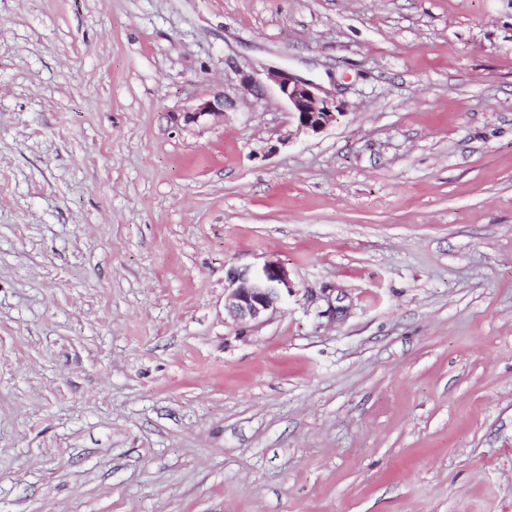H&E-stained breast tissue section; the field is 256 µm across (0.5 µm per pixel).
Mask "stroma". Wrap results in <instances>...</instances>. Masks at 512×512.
<instances>
[{
    "mask_svg": "<svg viewBox=\"0 0 512 512\" xmlns=\"http://www.w3.org/2000/svg\"><path fill=\"white\" fill-rule=\"evenodd\" d=\"M0 512H512V0H0ZM268 86L288 106L298 133L318 134L336 122V114H342L336 112V99L322 85L303 80L284 67L262 65L240 79L242 98L247 100L250 95L254 103L262 100ZM227 104H232L224 97V93L214 95L210 99H202L184 112L174 113L176 121L183 120L186 124L205 123L209 120L219 122L224 119ZM292 293L288 268L279 260L268 258L256 269L230 272L224 288V311L239 322H260L279 311Z\"/></svg>",
    "mask_w": 512,
    "mask_h": 512,
    "instance_id": "1",
    "label": "stroma"
}]
</instances>
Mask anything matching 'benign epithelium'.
Masks as SVG:
<instances>
[{"label": "benign epithelium", "instance_id": "obj_1", "mask_svg": "<svg viewBox=\"0 0 512 512\" xmlns=\"http://www.w3.org/2000/svg\"><path fill=\"white\" fill-rule=\"evenodd\" d=\"M268 86L274 88L288 106L297 132L318 134L336 122V111L339 110L336 99L322 85L303 80L284 67L263 65L255 73L240 79L242 98L251 96L256 103L262 100ZM229 103L230 100L220 93L200 100L173 117L186 124L218 122L224 119ZM292 293L288 268L279 260L269 258L256 269L230 272L228 285L224 288V311L239 322H260L279 311Z\"/></svg>", "mask_w": 512, "mask_h": 512}]
</instances>
